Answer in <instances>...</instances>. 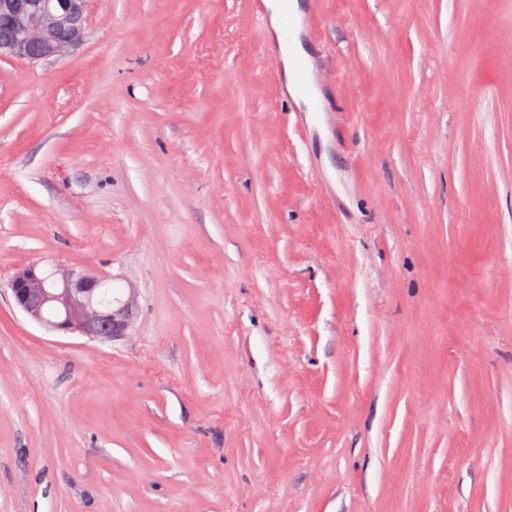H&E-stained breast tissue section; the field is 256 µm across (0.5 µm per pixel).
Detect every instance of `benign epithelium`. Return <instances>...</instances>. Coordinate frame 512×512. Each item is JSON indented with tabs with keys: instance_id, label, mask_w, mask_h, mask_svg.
I'll list each match as a JSON object with an SVG mask.
<instances>
[{
	"instance_id": "benign-epithelium-1",
	"label": "benign epithelium",
	"mask_w": 512,
	"mask_h": 512,
	"mask_svg": "<svg viewBox=\"0 0 512 512\" xmlns=\"http://www.w3.org/2000/svg\"><path fill=\"white\" fill-rule=\"evenodd\" d=\"M88 0H0V59L31 63L60 59L88 35ZM102 277L57 265L53 277L37 263L18 266L8 283L15 303L33 320L63 334L107 341L128 335L132 299L99 302ZM47 308L59 312L48 320Z\"/></svg>"
}]
</instances>
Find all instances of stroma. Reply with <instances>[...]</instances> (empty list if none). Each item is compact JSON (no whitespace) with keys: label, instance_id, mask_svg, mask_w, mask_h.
I'll return each mask as SVG.
<instances>
[{"label":"stroma","instance_id":"obj_1","mask_svg":"<svg viewBox=\"0 0 512 512\" xmlns=\"http://www.w3.org/2000/svg\"><path fill=\"white\" fill-rule=\"evenodd\" d=\"M89 0L0 59V512H512V0ZM133 289L53 332L16 266ZM296 22H297V20L295 18L293 20V27L290 30L292 21H291V19L288 20V35L283 39V41L285 43H289L291 41L293 32L295 31ZM291 47H292V50L290 52H288V47H287V50L284 54L287 75L289 72V65L291 62V71L293 74L294 81L297 82L299 85H304L307 83L308 71H309L308 62L305 59H303V58H306V53L304 52L302 46L298 42L296 36L291 41ZM294 56H298V57H294ZM301 57H303V58H301ZM291 58H292V61H291ZM46 276L38 263H27L19 265L9 280L15 303L30 318L50 330L78 333L93 340L107 341L129 335L132 299L102 305L98 299L101 276L61 265L55 266L50 280ZM47 308L57 310L59 317L46 319Z\"/></svg>","mask_w":512,"mask_h":512}]
</instances>
